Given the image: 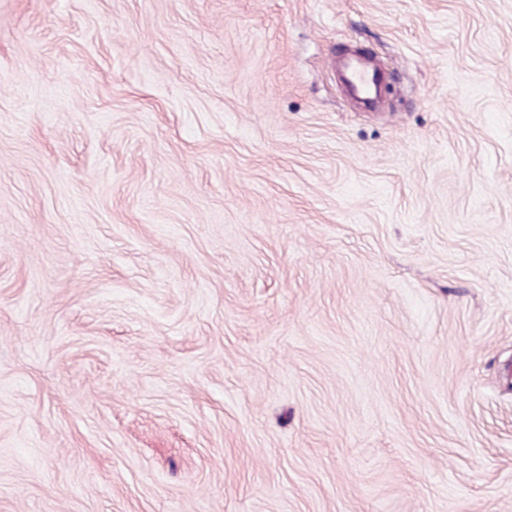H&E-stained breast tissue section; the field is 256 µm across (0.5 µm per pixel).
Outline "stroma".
Wrapping results in <instances>:
<instances>
[{"label": "stroma", "mask_w": 512, "mask_h": 512, "mask_svg": "<svg viewBox=\"0 0 512 512\" xmlns=\"http://www.w3.org/2000/svg\"><path fill=\"white\" fill-rule=\"evenodd\" d=\"M0 512H512V0H0ZM345 75L350 91L358 97L370 99L376 93L379 71L360 57L351 58L345 64Z\"/></svg>", "instance_id": "35a3bbf8"}]
</instances>
